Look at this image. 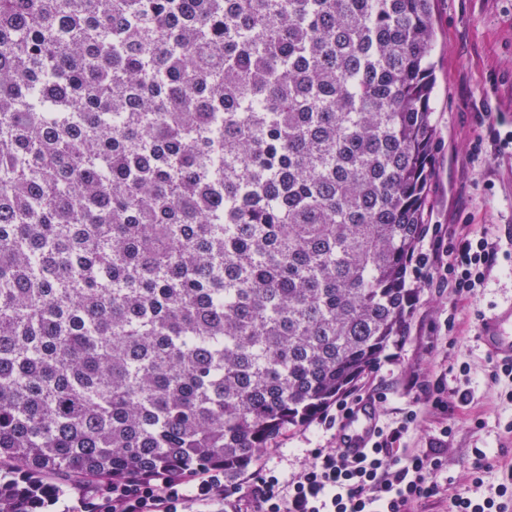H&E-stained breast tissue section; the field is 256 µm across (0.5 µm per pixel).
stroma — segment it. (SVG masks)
<instances>
[{"instance_id":"stroma-1","label":"stroma","mask_w":512,"mask_h":512,"mask_svg":"<svg viewBox=\"0 0 512 512\" xmlns=\"http://www.w3.org/2000/svg\"><path fill=\"white\" fill-rule=\"evenodd\" d=\"M436 21L435 80L431 99L436 127L434 167L426 221L451 235L470 224L497 243L496 262L475 300L457 301L450 288L415 280L418 299L407 336L392 343L377 367L351 389H382L381 424L391 426L415 409L417 424L397 443L398 456L434 447L442 417L425 409L414 376H443L447 388L467 387L469 404L457 405L453 433L445 445L448 483L416 512H448L450 498L467 490L472 449L484 448L497 465H512V421L505 383L490 376V359L478 340L473 308L490 311L512 300V0H432ZM455 328H444L446 317ZM470 373L460 376L459 363ZM482 418L475 426L474 418ZM335 431L318 419L283 430L262 449L252 468L236 480L238 504H245L256 470H274L281 481L295 477L317 448L335 449Z\"/></svg>"}]
</instances>
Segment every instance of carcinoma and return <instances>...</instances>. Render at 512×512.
Returning a JSON list of instances; mask_svg holds the SVG:
<instances>
[{
	"label": "carcinoma",
	"mask_w": 512,
	"mask_h": 512,
	"mask_svg": "<svg viewBox=\"0 0 512 512\" xmlns=\"http://www.w3.org/2000/svg\"><path fill=\"white\" fill-rule=\"evenodd\" d=\"M431 0H0V512L231 482L407 336ZM94 496V492H74L67 496L54 499L52 502L45 500L43 506L38 510L40 512H66V510H69V512H81L82 504L91 500Z\"/></svg>",
	"instance_id": "carcinoma-1"
}]
</instances>
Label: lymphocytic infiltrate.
Segmentation results:
<instances>
[{"label":"lymphocytic infiltrate","mask_w":512,"mask_h":512,"mask_svg":"<svg viewBox=\"0 0 512 512\" xmlns=\"http://www.w3.org/2000/svg\"><path fill=\"white\" fill-rule=\"evenodd\" d=\"M496 248L486 234L462 225L450 244L433 253H417L414 263L430 268L437 283L450 285L461 300L474 298L495 260ZM408 410L393 427H377L371 447L350 458L337 451H317L288 487L273 472L251 485L252 512H413L415 505L439 494L446 467L440 449L394 458L393 448L417 422ZM470 488L455 494L449 512H512V468L498 483L486 484L491 460L483 449L472 451ZM224 472L211 467L185 475L116 482L98 489L86 512H188L224 500Z\"/></svg>","instance_id":"1"}]
</instances>
